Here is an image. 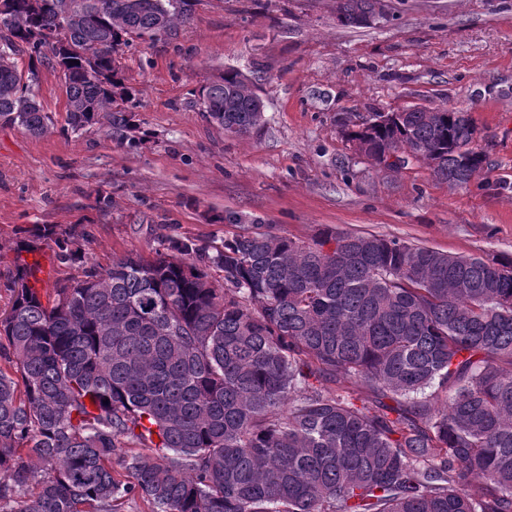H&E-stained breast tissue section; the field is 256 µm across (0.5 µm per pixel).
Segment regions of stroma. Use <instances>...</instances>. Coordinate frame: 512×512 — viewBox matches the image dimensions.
Returning a JSON list of instances; mask_svg holds the SVG:
<instances>
[{"mask_svg":"<svg viewBox=\"0 0 512 512\" xmlns=\"http://www.w3.org/2000/svg\"><path fill=\"white\" fill-rule=\"evenodd\" d=\"M388 5L385 26L352 28L336 0H192L175 35L134 41L120 59L141 121L134 150L104 128L64 132V80L41 69L53 127L33 137L0 125V309L17 244L38 224L87 234L85 262L53 263L51 289L129 253L152 257L160 234L221 244L227 211L306 242L332 228L512 258V0ZM256 64L265 124L239 137L206 123L199 90ZM411 106L470 113L487 166L467 187L423 161L377 165L336 123Z\"/></svg>","mask_w":512,"mask_h":512,"instance_id":"35a3bbf8","label":"stroma"}]
</instances>
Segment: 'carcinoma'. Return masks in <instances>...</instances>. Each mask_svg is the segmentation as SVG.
I'll return each instance as SVG.
<instances>
[{
	"label": "carcinoma",
	"instance_id": "cac0c4a2",
	"mask_svg": "<svg viewBox=\"0 0 512 512\" xmlns=\"http://www.w3.org/2000/svg\"><path fill=\"white\" fill-rule=\"evenodd\" d=\"M371 6L336 0L340 25ZM190 8L0 0V125H54L35 92L47 67L64 78L67 128L106 126L137 148L119 58ZM197 105L227 135L265 121L236 69ZM337 123L376 164L398 149L452 188L486 166L460 108ZM219 221L234 227L219 246L161 234L153 257L89 268L46 301L16 264L0 311V512H117L135 497L151 512H512V259ZM82 239L44 224L17 253L52 241L80 263Z\"/></svg>",
	"mask_w": 512,
	"mask_h": 512
}]
</instances>
